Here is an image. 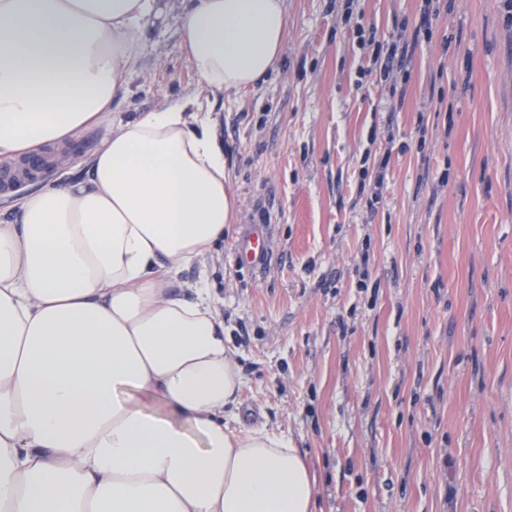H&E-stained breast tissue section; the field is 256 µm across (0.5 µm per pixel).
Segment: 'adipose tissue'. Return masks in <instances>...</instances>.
Instances as JSON below:
<instances>
[{"mask_svg":"<svg viewBox=\"0 0 512 512\" xmlns=\"http://www.w3.org/2000/svg\"><path fill=\"white\" fill-rule=\"evenodd\" d=\"M172 7L196 88L123 117ZM287 34L286 0H0V161L101 134L72 178L0 192V512H315L293 442L236 424L207 266L237 220L209 100Z\"/></svg>","mask_w":512,"mask_h":512,"instance_id":"ef3b65f1","label":"adipose tissue"}]
</instances>
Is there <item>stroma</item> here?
Masks as SVG:
<instances>
[{"label": "stroma", "mask_w": 512, "mask_h": 512, "mask_svg": "<svg viewBox=\"0 0 512 512\" xmlns=\"http://www.w3.org/2000/svg\"><path fill=\"white\" fill-rule=\"evenodd\" d=\"M422 7L287 0L277 70L212 101L238 221L210 274L240 421L292 439L317 512H512V9L439 0L426 35ZM178 39L171 10L115 111L192 89ZM257 229L251 268L233 246Z\"/></svg>", "instance_id": "obj_1"}]
</instances>
